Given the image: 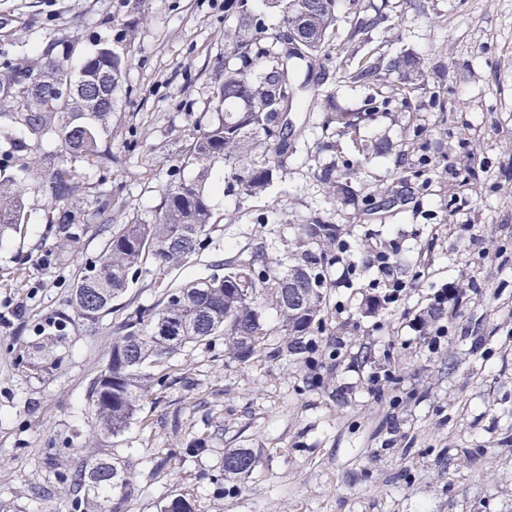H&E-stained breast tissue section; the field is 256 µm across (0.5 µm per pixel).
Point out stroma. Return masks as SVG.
Returning <instances> with one entry per match:
<instances>
[{
    "mask_svg": "<svg viewBox=\"0 0 512 512\" xmlns=\"http://www.w3.org/2000/svg\"><path fill=\"white\" fill-rule=\"evenodd\" d=\"M226 0H0V47L18 57L67 32L81 40L79 69L97 38L138 21L107 142L111 163L75 162L89 196L112 198V224H87L74 248L57 252L50 205L26 184V221L0 234V512H73V496L53 465L76 469L116 458L134 476L127 512H158L187 491L196 512H512V0H360L384 8L391 27L372 31L375 55L420 58L429 82L443 85L445 111L427 93L402 104L391 83L341 82L339 24L317 74V89L292 111L308 134L266 192L240 199L210 182L213 219L202 249L161 269L146 262L96 326L71 312L72 286L97 256L113 225L151 221L167 182L189 178L187 130L208 107L224 55ZM388 105L364 124L362 140L394 143L414 130L446 125L441 147L423 143L405 156L366 164L369 192L390 190L396 203L371 214L362 199H329L315 174L329 161L319 142L334 110L362 112L372 94ZM415 171L402 188L398 167ZM345 225L349 245L331 269L326 330L304 364L256 353L247 363L223 344L188 347L165 364L166 387L152 388L127 427L99 434L87 402L121 324L138 309L192 280L224 272L225 261L264 247L270 262L289 260L297 224L314 213ZM397 253L405 289L383 300L376 268L361 258ZM462 287L467 299L431 325L427 306ZM378 299L368 310L367 299ZM68 316L66 358L37 374L21 362L37 329ZM205 438L209 450L182 453ZM227 448H257L244 481L215 486ZM166 459L154 473L155 459Z\"/></svg>",
    "mask_w": 512,
    "mask_h": 512,
    "instance_id": "obj_1",
    "label": "stroma"
}]
</instances>
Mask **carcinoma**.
<instances>
[{
    "label": "carcinoma",
    "instance_id": "carcinoma-1",
    "mask_svg": "<svg viewBox=\"0 0 512 512\" xmlns=\"http://www.w3.org/2000/svg\"><path fill=\"white\" fill-rule=\"evenodd\" d=\"M262 2L280 17L272 31L252 0H232L229 6L233 15L224 22V60L217 62L211 86V115L199 116L189 129L187 163L194 167V177L166 184L152 221L120 225L82 269L69 305L87 324L99 322L148 258L162 267L174 266L202 248L213 216L207 185L215 164L224 166V192L242 199L264 193L284 172L285 157L304 134L288 119L297 102L292 73L300 62L309 73L320 65L335 32L338 0ZM387 21L381 9L371 17L359 10L351 13L347 41L354 47L339 62L340 79L374 85L395 73L396 95L408 104L428 83L421 61L358 56L368 32ZM134 40L132 25L110 40L97 39L96 50L76 73L69 66L77 42L71 36L48 42L33 61L0 63V120L23 131V137L8 139L9 147L0 151V233L25 223L21 180L10 174L25 155L30 161L21 170L36 179L54 204L50 223L56 225L58 249L71 247L83 225L111 208L112 199L104 193L88 204L85 183L69 162L98 166L112 161L105 135ZM387 105V100L372 96L368 111L336 112L325 124L333 126L332 136L338 140H358L369 112ZM46 139L55 140L58 151L41 158L37 147ZM387 151L380 143L366 144L360 157L322 165L317 180L328 195L346 203L362 190L364 163ZM341 234L342 225L328 224L315 214L298 225L287 267L269 265L260 246L247 260L224 262L223 276L190 281L168 292L157 306L127 317L108 354L112 382L95 380L88 391L98 430L105 435L122 431L151 385L166 383L165 374L154 381L145 377L142 367L148 362L159 366L188 346H207L218 339L224 340L225 357L248 361L271 335L262 316L267 304L280 314L276 333L282 343L275 355L303 358L311 351L310 337L325 331L328 265L336 258ZM290 282L305 293L303 304L292 313ZM64 321L61 316L43 327L41 340L27 354L28 366L52 369L63 363L59 348L65 343ZM259 459L253 448H229L223 454L222 476L244 481ZM63 481L76 487L75 512H124L134 486L133 476L112 460L68 472ZM160 512H195V506L189 494L178 493Z\"/></svg>",
    "mask_w": 512,
    "mask_h": 512
}]
</instances>
